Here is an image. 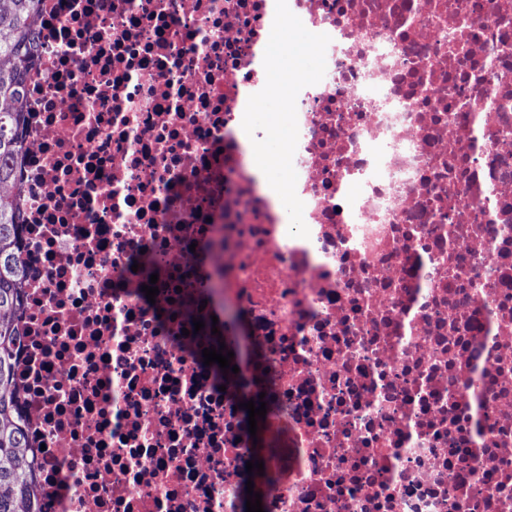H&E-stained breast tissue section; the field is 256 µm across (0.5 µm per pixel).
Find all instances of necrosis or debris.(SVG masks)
<instances>
[{
  "label": "necrosis or debris",
  "instance_id": "4bbe7bcc",
  "mask_svg": "<svg viewBox=\"0 0 512 512\" xmlns=\"http://www.w3.org/2000/svg\"><path fill=\"white\" fill-rule=\"evenodd\" d=\"M275 0H44L16 180L20 408L42 512H512V0H287L293 237L236 125ZM148 256L159 293L132 265Z\"/></svg>",
  "mask_w": 512,
  "mask_h": 512
}]
</instances>
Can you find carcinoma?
<instances>
[{"label":"carcinoma","instance_id":"cac0c4a2","mask_svg":"<svg viewBox=\"0 0 512 512\" xmlns=\"http://www.w3.org/2000/svg\"><path fill=\"white\" fill-rule=\"evenodd\" d=\"M42 0H0V189L12 188L23 155L26 79ZM19 202L0 193V512H41L24 423L15 354L27 268L17 247Z\"/></svg>","mask_w":512,"mask_h":512}]
</instances>
